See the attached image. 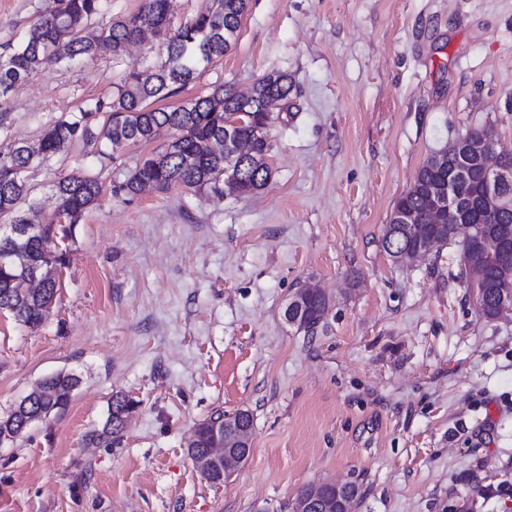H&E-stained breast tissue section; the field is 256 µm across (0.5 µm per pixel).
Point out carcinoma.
I'll return each instance as SVG.
<instances>
[{
  "instance_id": "carcinoma-1",
  "label": "carcinoma",
  "mask_w": 512,
  "mask_h": 512,
  "mask_svg": "<svg viewBox=\"0 0 512 512\" xmlns=\"http://www.w3.org/2000/svg\"><path fill=\"white\" fill-rule=\"evenodd\" d=\"M245 0H212L211 6L190 19L175 22L170 0H143L138 12L87 32L92 20L103 14V0H49L38 20L24 32L17 44H6L0 53V97L40 69L75 57L94 59L103 53L117 56L124 46L151 30L165 47L163 56L151 66H132L123 82L104 97L85 100L76 110L45 129L35 147L18 145L0 152V312L34 329L46 319L57 288L56 272L66 256L52 243L54 225L35 224L21 211L31 194L26 173L38 159L63 153L75 145L93 144L101 158L128 144L150 143L168 136L165 147L141 157L129 170L118 190L134 197L146 190H224L251 194L266 184L271 168L270 133L261 134L247 123L233 131L234 138L251 146V161L242 171L224 149H215L224 139V113L266 112L270 98L285 100L291 92L288 74L271 71L259 77L244 95L222 84L203 97L177 107H155L153 103L178 95L210 64L224 57L235 44ZM454 145L431 155L420 167L411 188L395 203L383 234V247L392 259H407L420 246L437 252L452 238L443 235L431 242L407 234L396 224L401 213H411L418 225L435 229L454 224H501L512 226V209L482 196L473 184L460 180L454 186L458 205L469 214L456 219V212H434L429 196L436 177L448 172L455 162ZM99 178L78 171L53 184L58 214L75 224L100 196ZM469 287L484 290L481 313L494 319L500 314L501 290L512 291V253L503 255L491 236L462 243ZM292 319L304 330L313 329L329 306L320 289L303 288L290 301ZM78 379L58 373L40 381L27 395V406L15 405L0 417V436L12 442L35 421L64 411ZM132 403L124 397L112 399L107 417L99 429L88 434L95 444L110 445L120 437ZM198 439L187 453L209 480L220 479L224 464L208 460L209 438L204 423L197 425Z\"/></svg>"
}]
</instances>
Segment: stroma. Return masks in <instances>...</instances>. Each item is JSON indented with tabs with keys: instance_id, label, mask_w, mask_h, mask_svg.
<instances>
[{
	"instance_id": "stroma-1",
	"label": "stroma",
	"mask_w": 512,
	"mask_h": 512,
	"mask_svg": "<svg viewBox=\"0 0 512 512\" xmlns=\"http://www.w3.org/2000/svg\"><path fill=\"white\" fill-rule=\"evenodd\" d=\"M46 6L0 0V46ZM161 51L33 74L0 98V151ZM270 71L292 93L255 194L115 193L159 140L31 170L46 222L58 177L81 168L103 191L58 240L45 322L0 313V414L46 377L80 379L64 412L0 445V512H292L331 480L358 486L354 512H512V312L477 309L458 242L406 263L382 246L432 154L475 130L512 151V0H250L232 49L172 102ZM308 285L329 307L307 332L284 311ZM115 396L136 404L121 438L87 443ZM241 409L251 453L212 484L188 440Z\"/></svg>"
}]
</instances>
